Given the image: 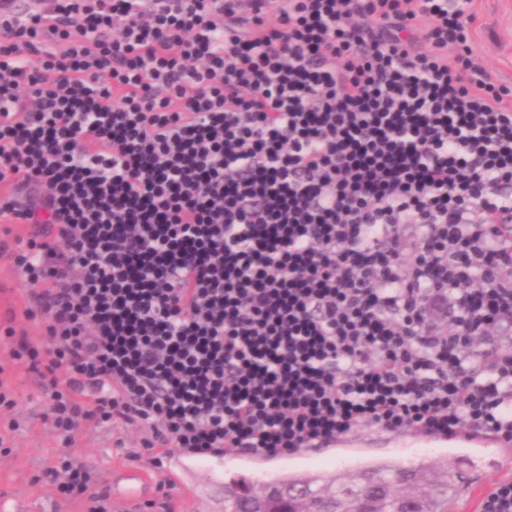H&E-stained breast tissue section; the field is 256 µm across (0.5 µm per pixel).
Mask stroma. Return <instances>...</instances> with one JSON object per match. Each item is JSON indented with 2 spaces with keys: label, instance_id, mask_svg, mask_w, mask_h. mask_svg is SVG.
<instances>
[{
  "label": "stroma",
  "instance_id": "1",
  "mask_svg": "<svg viewBox=\"0 0 512 512\" xmlns=\"http://www.w3.org/2000/svg\"><path fill=\"white\" fill-rule=\"evenodd\" d=\"M473 44L478 62L512 88V0H474ZM0 382L21 394L14 412L19 427L7 431L0 412V512H88L84 499L63 496L47 477L60 453L56 435L44 422L40 378L23 368L9 366ZM141 433L133 426L86 429L76 452L91 467L97 488L118 465L146 472L151 482L141 500L112 502V512H224V482L211 477L172 452L162 466H154L140 445Z\"/></svg>",
  "mask_w": 512,
  "mask_h": 512
}]
</instances>
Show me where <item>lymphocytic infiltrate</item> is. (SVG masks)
<instances>
[{
	"label": "lymphocytic infiltrate",
	"mask_w": 512,
	"mask_h": 512,
	"mask_svg": "<svg viewBox=\"0 0 512 512\" xmlns=\"http://www.w3.org/2000/svg\"><path fill=\"white\" fill-rule=\"evenodd\" d=\"M473 0H52L0 12L10 358L72 451L138 426L274 457L372 432L512 446V89ZM23 282L18 281L11 267V262L7 256L0 255V364H10L6 349L3 347L4 335H1V326L7 325L6 318L9 310L16 312L15 326L20 328L26 326L30 330L31 336H38L36 325L27 324L22 317V307L25 300ZM2 336V348H1Z\"/></svg>",
	"instance_id": "1"
}]
</instances>
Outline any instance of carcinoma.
Returning <instances> with one entry per match:
<instances>
[{"label":"carcinoma","instance_id":"carcinoma-1","mask_svg":"<svg viewBox=\"0 0 512 512\" xmlns=\"http://www.w3.org/2000/svg\"><path fill=\"white\" fill-rule=\"evenodd\" d=\"M281 486L288 497L272 499L266 508L283 503L293 512L294 499L304 493L312 500L330 497L343 512H448L455 490V475L448 462L419 458L405 466L390 458H368L353 463L347 479L316 483L290 473L272 479L254 480L242 474L224 476V512H257L255 496Z\"/></svg>","mask_w":512,"mask_h":512}]
</instances>
